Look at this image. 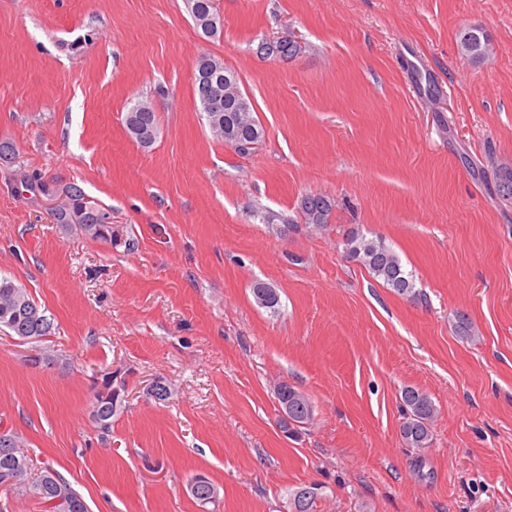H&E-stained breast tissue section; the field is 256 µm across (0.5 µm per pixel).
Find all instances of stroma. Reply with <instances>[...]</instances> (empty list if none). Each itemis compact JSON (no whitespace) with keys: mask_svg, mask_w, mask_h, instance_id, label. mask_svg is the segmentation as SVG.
Here are the masks:
<instances>
[{"mask_svg":"<svg viewBox=\"0 0 512 512\" xmlns=\"http://www.w3.org/2000/svg\"><path fill=\"white\" fill-rule=\"evenodd\" d=\"M215 7L207 37L186 0H0V140L19 151L0 164V276L53 321L35 344L0 331V429L90 512H291L313 485L314 512H512V201L495 187L512 162V0ZM473 27L493 46L479 62L457 48ZM288 35L297 57L263 58ZM203 54L262 124L249 153L209 131ZM139 100L159 121L147 147L125 125ZM25 173L110 210L111 240L62 230ZM308 193L335 202L323 228L300 217ZM354 228L394 249L418 298L346 257ZM107 379L123 409L104 435ZM158 380L167 401L147 396ZM282 383L312 404L291 436ZM407 387L438 409L420 456L400 436ZM194 473L216 503L186 492ZM119 396L110 401L108 399H104L100 390L95 393L94 418L102 434H108L110 432V428L112 427V416L121 407Z\"/></svg>","mask_w":512,"mask_h":512,"instance_id":"1","label":"stroma"}]
</instances>
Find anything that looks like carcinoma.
<instances>
[{
  "label": "carcinoma",
  "mask_w": 512,
  "mask_h": 512,
  "mask_svg": "<svg viewBox=\"0 0 512 512\" xmlns=\"http://www.w3.org/2000/svg\"><path fill=\"white\" fill-rule=\"evenodd\" d=\"M458 48L462 56L479 62L489 55L491 43L482 29L475 27L460 33ZM224 94L238 99L240 105V111L235 113L234 132L245 134L249 143L258 145L263 138V128L253 116V106L249 98L238 84L224 87ZM202 112L205 113L212 135L218 140L229 142L224 113L209 112L205 108ZM68 192L69 206L53 212L55 223L65 230L77 226L84 234L94 239H112L111 233L104 232L105 224L102 223L107 211L85 201L83 191L76 186L68 187ZM497 193L506 201L512 199L511 166L502 167ZM333 206L334 201L324 195L307 194L301 198L299 210L304 223L321 227L328 223ZM343 246L348 258L364 266L372 277L382 281L384 286L401 296L416 297L412 273L404 268L397 253L383 239L369 238L356 229L348 232ZM252 294L255 301L264 308L274 311L279 305L280 297L276 289L263 281L253 283ZM52 326L51 319L40 309L27 290L17 286L11 279L0 277L1 330L11 336L41 341L51 334ZM276 399L279 404H286L290 409L291 421L280 422V427L285 432L288 433L310 421L311 402L301 391L281 383L276 389ZM401 400L404 413L400 428L402 441L406 447L422 453L432 445L433 423L438 410L427 394L411 387L402 391ZM120 407L119 398L108 400L103 397L102 392L95 393L94 418L102 433L110 432L112 416ZM13 464L12 457L0 446V495L15 501H34L42 505L45 512H56L50 501L55 498L56 481L60 480L61 476L49 466L37 467L27 464L24 469V482L10 484L8 478ZM316 498L317 492L313 487L295 492L291 499L293 512H313Z\"/></svg>",
  "instance_id": "1"
}]
</instances>
